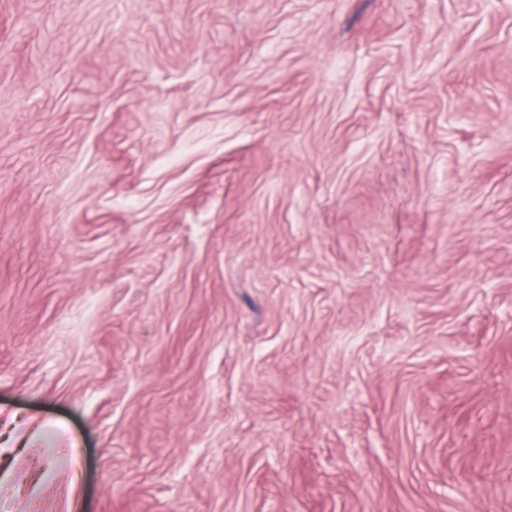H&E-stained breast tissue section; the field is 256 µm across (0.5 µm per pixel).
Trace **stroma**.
<instances>
[{"label":"stroma","instance_id":"1","mask_svg":"<svg viewBox=\"0 0 512 512\" xmlns=\"http://www.w3.org/2000/svg\"><path fill=\"white\" fill-rule=\"evenodd\" d=\"M0 512H512V0H0Z\"/></svg>","mask_w":512,"mask_h":512}]
</instances>
